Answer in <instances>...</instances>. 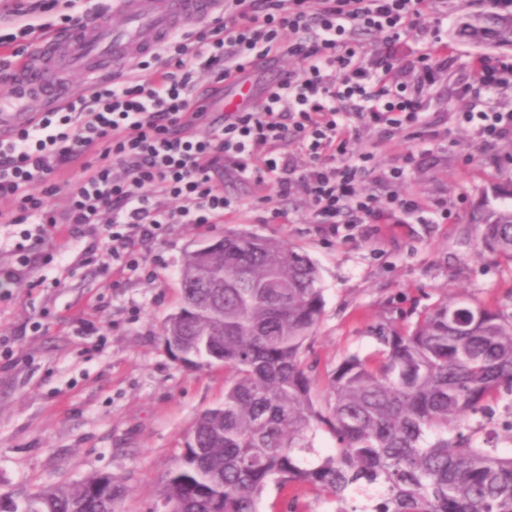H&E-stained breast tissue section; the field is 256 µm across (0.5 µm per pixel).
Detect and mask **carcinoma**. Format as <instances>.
<instances>
[{"mask_svg":"<svg viewBox=\"0 0 512 512\" xmlns=\"http://www.w3.org/2000/svg\"><path fill=\"white\" fill-rule=\"evenodd\" d=\"M455 36L512 46V0H483ZM482 246L512 262V205L482 219ZM316 265L285 242L224 235L185 252L181 302L162 325L173 356L224 365V401L204 410L162 485L172 512H259L265 488L297 490L333 512H512V453L461 421L512 395V315L450 297L406 328H376L377 348L345 358L316 393L304 343L324 297ZM325 426L336 447H315ZM108 474L10 499L0 512H119Z\"/></svg>","mask_w":512,"mask_h":512,"instance_id":"1","label":"carcinoma"}]
</instances>
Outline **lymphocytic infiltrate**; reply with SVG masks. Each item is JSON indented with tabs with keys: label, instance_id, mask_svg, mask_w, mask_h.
Segmentation results:
<instances>
[{
	"label": "lymphocytic infiltrate",
	"instance_id": "lymphocytic-infiltrate-1",
	"mask_svg": "<svg viewBox=\"0 0 512 512\" xmlns=\"http://www.w3.org/2000/svg\"><path fill=\"white\" fill-rule=\"evenodd\" d=\"M432 0H224L221 14L197 32L140 58L139 75L96 82L84 94L38 113L0 137L1 224H44L58 234L95 225L84 248L95 258L109 244L115 273L140 269L136 244L158 238L167 224H220L239 209L224 193L225 170L275 190H301L326 234L339 225L390 224L421 211L413 196L365 193L373 155L350 147L348 119L417 130L429 126L423 95L447 59L423 62L413 85L388 81L386 57L358 51L363 35L394 43L428 31ZM63 7L56 27L85 28L102 7L79 0H13L0 23V80L17 57L32 53L46 9ZM288 57L297 68L266 85L257 103L216 115L226 81L255 64ZM211 86L193 96L200 73ZM309 158L299 167L298 155ZM63 196V209L51 201ZM43 233H24L15 262L0 267V286L56 255Z\"/></svg>",
	"mask_w": 512,
	"mask_h": 512
}]
</instances>
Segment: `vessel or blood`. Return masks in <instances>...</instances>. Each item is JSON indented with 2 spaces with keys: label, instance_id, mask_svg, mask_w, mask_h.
<instances>
[{
  "label": "vessel or blood",
  "instance_id": "1",
  "mask_svg": "<svg viewBox=\"0 0 512 512\" xmlns=\"http://www.w3.org/2000/svg\"><path fill=\"white\" fill-rule=\"evenodd\" d=\"M219 0H115L119 22L54 33L38 52L21 61L14 87L22 99L41 106L64 102L72 92L69 73L109 76L153 53L185 22L202 20Z\"/></svg>",
  "mask_w": 512,
  "mask_h": 512
}]
</instances>
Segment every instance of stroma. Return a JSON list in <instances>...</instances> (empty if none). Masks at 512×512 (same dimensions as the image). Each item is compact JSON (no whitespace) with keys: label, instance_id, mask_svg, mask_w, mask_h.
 Segmentation results:
<instances>
[{"label":"stroma","instance_id":"35a3bbf8","mask_svg":"<svg viewBox=\"0 0 512 512\" xmlns=\"http://www.w3.org/2000/svg\"><path fill=\"white\" fill-rule=\"evenodd\" d=\"M476 7L475 0H434L429 24L448 41V68L425 96L433 135L410 141L400 131L356 126L353 145L373 152L377 173L414 154L403 181H368L365 190L416 195L426 211L397 224L343 226L330 236L301 193L262 203L253 184L228 176L224 192L240 212L202 229L166 225L140 246L154 278L128 274L116 288L109 250L89 263L85 238L47 230L43 247L59 260L0 288V496L109 474L127 489L120 512H148L196 416L224 399L223 366L183 364L161 336L180 301L185 250L224 233L280 239L317 264L325 306L305 355L320 391L344 358L375 348V326L411 324L443 298L465 292L512 314V264L481 247L475 222L512 200L504 167L512 135L484 149L461 119L471 111L512 113V83L482 88L469 68L481 49L450 37L458 15ZM441 201L452 217L435 224L431 209ZM276 206L287 218L268 223Z\"/></svg>","mask_w":512,"mask_h":512}]
</instances>
